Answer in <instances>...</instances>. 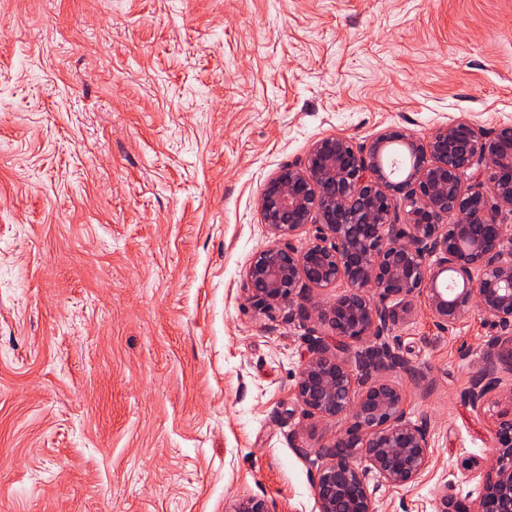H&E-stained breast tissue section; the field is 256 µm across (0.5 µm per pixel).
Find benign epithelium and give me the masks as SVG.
<instances>
[{"label":"benign epithelium","instance_id":"obj_1","mask_svg":"<svg viewBox=\"0 0 512 512\" xmlns=\"http://www.w3.org/2000/svg\"><path fill=\"white\" fill-rule=\"evenodd\" d=\"M257 205L274 241L249 263L247 299L329 326L332 340L307 338L295 395L306 416L351 418L318 449L319 512H374L372 479L407 487L432 459L427 418L410 420L401 390L381 378L405 367L387 332L413 299L424 297L443 331L478 310L495 329L488 347L512 365V227L502 223L512 212V124L487 132L459 118L423 139L388 130L362 146L322 137L264 182ZM308 226L313 239L300 249ZM335 286L345 291L326 305L303 294ZM466 400L495 411L493 460L473 462L476 501L446 487L438 512H512V386L488 362ZM229 512L276 510L247 496Z\"/></svg>","mask_w":512,"mask_h":512}]
</instances>
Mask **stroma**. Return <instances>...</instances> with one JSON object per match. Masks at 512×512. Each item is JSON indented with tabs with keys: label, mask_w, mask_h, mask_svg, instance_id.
<instances>
[{
	"label": "stroma",
	"mask_w": 512,
	"mask_h": 512,
	"mask_svg": "<svg viewBox=\"0 0 512 512\" xmlns=\"http://www.w3.org/2000/svg\"><path fill=\"white\" fill-rule=\"evenodd\" d=\"M461 116L512 123V0H0V512H319L349 421L295 397L328 326L246 298L257 196L320 137ZM492 333L392 325L432 463L375 512L477 498Z\"/></svg>",
	"instance_id": "obj_1"
}]
</instances>
